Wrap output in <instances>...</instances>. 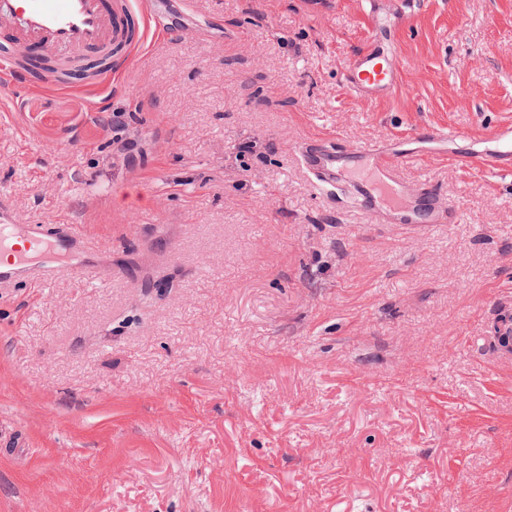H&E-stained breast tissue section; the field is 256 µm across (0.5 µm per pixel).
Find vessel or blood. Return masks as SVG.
Segmentation results:
<instances>
[{
    "instance_id": "obj_1",
    "label": "vessel or blood",
    "mask_w": 512,
    "mask_h": 512,
    "mask_svg": "<svg viewBox=\"0 0 512 512\" xmlns=\"http://www.w3.org/2000/svg\"><path fill=\"white\" fill-rule=\"evenodd\" d=\"M129 16L114 0H0V69L27 81L34 68L62 71L63 89L103 92L112 74V56L129 38ZM396 25L375 21L366 47L353 54L345 69L346 85L355 95L381 99L400 82V65L393 50ZM417 138L431 144L432 156L444 159L457 130L427 126ZM304 170L320 190L361 207L372 223L393 224L415 235L436 225L452 224L457 208L429 183L402 176L412 152L395 140L344 150L321 138L298 146ZM465 164L483 171H512V125L495 133V146L465 157ZM77 225L67 221L20 224L0 209V288L35 287L48 277L77 282L111 276L97 260Z\"/></svg>"
}]
</instances>
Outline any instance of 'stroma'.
<instances>
[{
  "label": "stroma",
  "mask_w": 512,
  "mask_h": 512,
  "mask_svg": "<svg viewBox=\"0 0 512 512\" xmlns=\"http://www.w3.org/2000/svg\"><path fill=\"white\" fill-rule=\"evenodd\" d=\"M161 9L177 36L113 57L108 94L0 101V206L112 266L0 288V512H512V173L460 161L512 124V0H378L406 13L384 100L344 79L366 0ZM424 126L465 133L403 167L459 210L425 236L297 153Z\"/></svg>",
  "instance_id": "1"
}]
</instances>
